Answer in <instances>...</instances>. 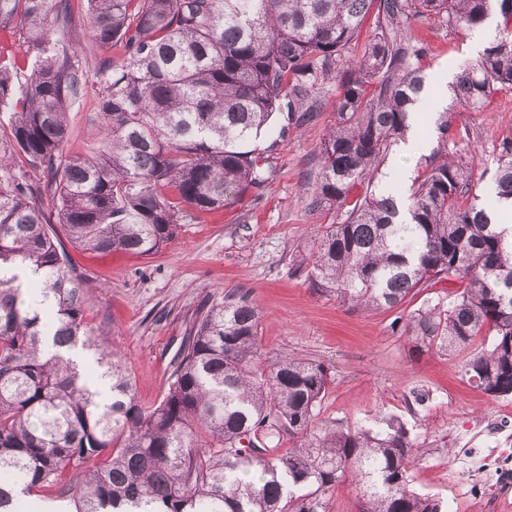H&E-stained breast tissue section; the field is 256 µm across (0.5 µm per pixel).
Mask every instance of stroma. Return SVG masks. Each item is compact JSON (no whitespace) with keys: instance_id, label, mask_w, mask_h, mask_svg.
Wrapping results in <instances>:
<instances>
[{"instance_id":"obj_1","label":"stroma","mask_w":512,"mask_h":512,"mask_svg":"<svg viewBox=\"0 0 512 512\" xmlns=\"http://www.w3.org/2000/svg\"><path fill=\"white\" fill-rule=\"evenodd\" d=\"M411 35L426 43L422 64L438 82L454 79L462 61L482 52L472 37L455 35L433 19L417 23ZM363 47V41L353 42L305 99L307 122L287 123L276 143L258 140V147L268 148L267 163L274 170L263 186L222 210L184 220L176 237L153 255L91 253L70 245L65 251L71 266L94 284L86 320L125 359L142 406L162 398L173 358L198 310L245 295L261 315L264 357L309 359L327 368L331 382L318 421L371 427L380 414L398 417L416 445L412 488L451 503L454 512H473L448 477L455 438L492 410L501 422L476 445L499 446L512 433V397L494 398L469 383L465 354L417 348L404 330L415 310L452 305L460 284L414 291L394 310H361L315 292L296 265L333 221L331 213L312 204L319 148L335 120L340 79ZM95 90L93 74H86L83 95L69 110L60 160L81 152L98 132ZM438 110L432 99L419 114L431 150L445 148L495 169L503 142L512 141V91L494 93L480 112L457 108L456 137L446 145L433 125Z\"/></svg>"}]
</instances>
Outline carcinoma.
I'll list each match as a JSON object with an SVG mask.
<instances>
[{
	"label": "carcinoma",
	"mask_w": 512,
	"mask_h": 512,
	"mask_svg": "<svg viewBox=\"0 0 512 512\" xmlns=\"http://www.w3.org/2000/svg\"><path fill=\"white\" fill-rule=\"evenodd\" d=\"M88 43L58 51L48 16L73 24L71 0H0V29L28 32L34 63L0 58V512L17 494L51 495L74 512H319L351 478L358 512H444L411 489L415 444L395 417L381 427H315L329 385L310 360L261 361L257 309L224 299L197 312L161 401L144 408L119 354L85 322L90 285L67 266L38 198H56L77 248L152 255L176 235L185 210L208 213L268 181L251 140L275 135L273 117L327 77L333 58L375 28L340 80L336 119L321 145L315 204L334 215L307 280L353 308L394 309L418 288L457 281L452 306L410 315L416 346L469 353L467 380L512 396V144L483 201L475 163L446 150L425 160L405 212L379 185L381 165L410 132L423 100L424 48L406 40L436 19L464 36L493 15L495 32L450 85L451 106L478 111L512 88V0H87ZM120 43L119 64L95 66L101 135L56 164L69 108L95 51ZM32 169L49 174L43 184ZM363 187V194L351 197ZM402 242L412 259L392 250ZM24 264L26 284L5 266ZM91 350L109 388L104 402L69 358ZM284 431L294 447L256 452L243 440Z\"/></svg>",
	"instance_id": "obj_1"
}]
</instances>
